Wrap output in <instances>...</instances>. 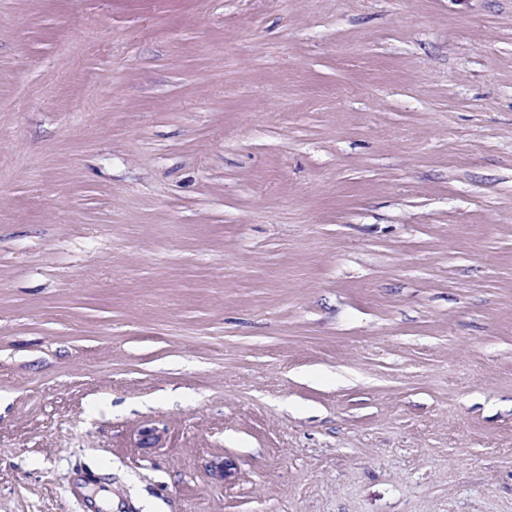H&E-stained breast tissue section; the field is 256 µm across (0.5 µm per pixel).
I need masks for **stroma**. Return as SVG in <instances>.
Here are the masks:
<instances>
[{"mask_svg": "<svg viewBox=\"0 0 512 512\" xmlns=\"http://www.w3.org/2000/svg\"><path fill=\"white\" fill-rule=\"evenodd\" d=\"M102 490L512 512V0H0V512Z\"/></svg>", "mask_w": 512, "mask_h": 512, "instance_id": "stroma-1", "label": "stroma"}]
</instances>
